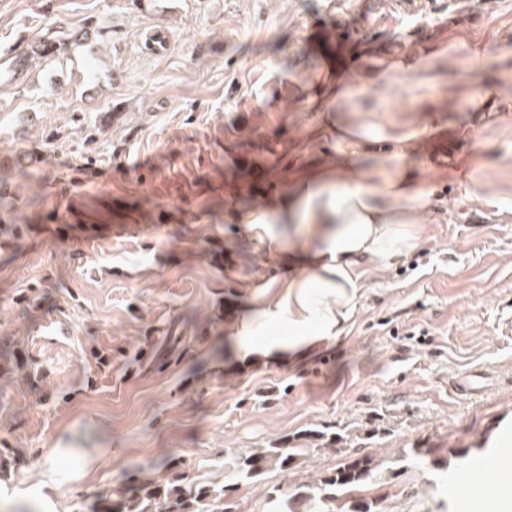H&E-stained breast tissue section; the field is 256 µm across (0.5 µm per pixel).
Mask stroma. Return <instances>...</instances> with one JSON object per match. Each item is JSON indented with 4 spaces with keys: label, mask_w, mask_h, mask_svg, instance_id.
Masks as SVG:
<instances>
[{
    "label": "stroma",
    "mask_w": 512,
    "mask_h": 512,
    "mask_svg": "<svg viewBox=\"0 0 512 512\" xmlns=\"http://www.w3.org/2000/svg\"><path fill=\"white\" fill-rule=\"evenodd\" d=\"M74 29L86 44L43 64L44 39ZM395 55L429 70L387 78ZM336 67L348 119L434 128L394 168L436 217L345 336L297 366L241 363L225 329L287 276L288 255L236 217L259 203L255 172L280 194L289 170L335 153L313 101ZM473 178L509 213L471 199ZM0 183V363L20 356L37 375L0 372V445L20 455L0 512L36 499L52 448L111 449L83 481L57 467V512H86L150 464L219 476L225 454L284 436L306 480L356 451L384 459V512H458L448 475L483 512L473 466L512 428V0H0ZM475 372L479 392L449 388ZM422 442L469 463H397ZM284 482L239 484L235 512H264Z\"/></svg>",
    "instance_id": "stroma-1"
}]
</instances>
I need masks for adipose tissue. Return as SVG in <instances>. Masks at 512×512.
<instances>
[{"label": "adipose tissue", "mask_w": 512, "mask_h": 512, "mask_svg": "<svg viewBox=\"0 0 512 512\" xmlns=\"http://www.w3.org/2000/svg\"><path fill=\"white\" fill-rule=\"evenodd\" d=\"M336 138L328 168L288 178L287 191L242 216L248 236L269 254L287 252L290 274L271 298L244 305L227 338L239 357L269 364L296 363L314 344L344 336L362 291L378 274L414 250L431 221L425 192L408 175L380 162L356 165L354 155L372 140L391 142L402 161L429 138L428 127L403 125L384 113L360 120H324ZM283 324L287 340L258 341L260 324Z\"/></svg>", "instance_id": "adipose-tissue-1"}]
</instances>
